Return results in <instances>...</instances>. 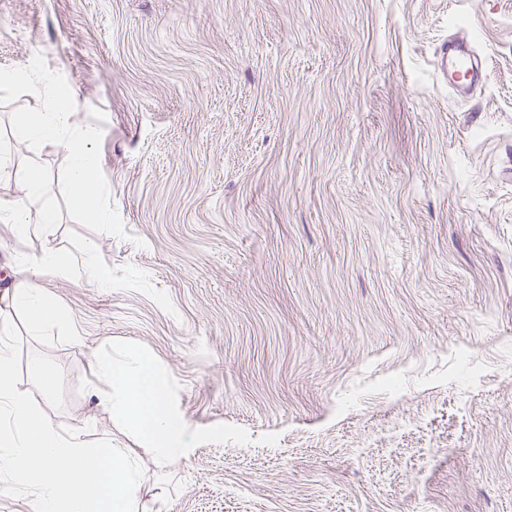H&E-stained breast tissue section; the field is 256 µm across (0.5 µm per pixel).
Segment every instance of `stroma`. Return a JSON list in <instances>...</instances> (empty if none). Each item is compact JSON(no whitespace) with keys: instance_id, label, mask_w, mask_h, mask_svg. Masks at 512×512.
<instances>
[{"instance_id":"stroma-1","label":"stroma","mask_w":512,"mask_h":512,"mask_svg":"<svg viewBox=\"0 0 512 512\" xmlns=\"http://www.w3.org/2000/svg\"><path fill=\"white\" fill-rule=\"evenodd\" d=\"M456 33L486 67L464 99L435 68ZM37 57L100 131L108 222L17 137ZM4 74L0 201L38 165V244L112 278L47 272L32 334L33 245L0 225L18 389L127 449L144 512H512V0H0ZM132 350L184 431L166 460L93 393L92 357ZM80 277L95 288H112V279L99 265L94 244H89L79 261ZM68 258L48 249H32L21 254L15 264L19 277H15L12 303L21 309L29 330L38 335L57 317L55 307L41 288L43 277L49 270L67 271Z\"/></svg>"}]
</instances>
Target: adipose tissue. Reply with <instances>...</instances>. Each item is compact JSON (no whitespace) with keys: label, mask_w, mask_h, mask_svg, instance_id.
<instances>
[{"label":"adipose tissue","mask_w":512,"mask_h":512,"mask_svg":"<svg viewBox=\"0 0 512 512\" xmlns=\"http://www.w3.org/2000/svg\"><path fill=\"white\" fill-rule=\"evenodd\" d=\"M19 137L28 144L53 143L69 156L71 202L81 212L106 220L100 209V185L96 178L98 157L93 143L97 129L78 123L64 97L52 99L47 110L22 112L16 119ZM27 203H1L0 223L8 225L13 235L25 241L39 240L54 224L56 216L48 207L39 206L44 192V177L38 166H30L27 175ZM68 258L48 249L21 254L15 264L18 277L12 293L13 304L21 309L33 334H40L56 318L57 312L44 293L41 282L48 271H67ZM91 373L99 384V405L121 416L132 431L148 439L157 458H167L183 444V429L174 419L162 376L140 362L95 358Z\"/></svg>","instance_id":"ef3b65f1"}]
</instances>
